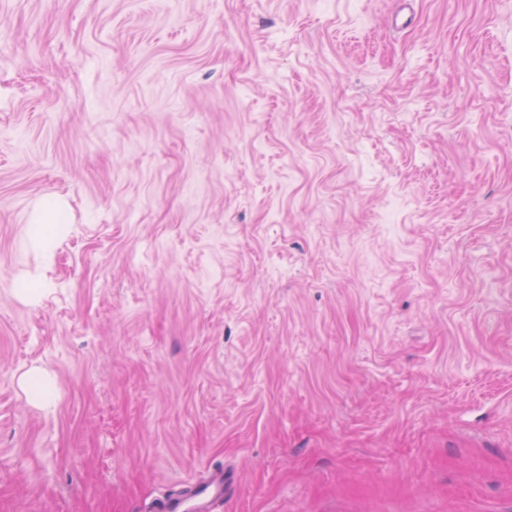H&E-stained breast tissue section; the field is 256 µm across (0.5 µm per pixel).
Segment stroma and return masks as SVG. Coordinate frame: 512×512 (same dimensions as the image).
I'll return each mask as SVG.
<instances>
[{
    "label": "stroma",
    "mask_w": 512,
    "mask_h": 512,
    "mask_svg": "<svg viewBox=\"0 0 512 512\" xmlns=\"http://www.w3.org/2000/svg\"><path fill=\"white\" fill-rule=\"evenodd\" d=\"M218 468L512 512V0H0V512Z\"/></svg>",
    "instance_id": "stroma-1"
}]
</instances>
